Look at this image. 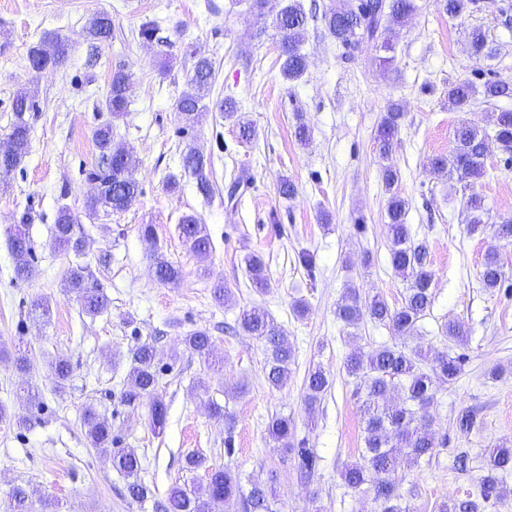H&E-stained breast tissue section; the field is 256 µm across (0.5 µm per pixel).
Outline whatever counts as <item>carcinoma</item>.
<instances>
[{"instance_id":"1","label":"carcinoma","mask_w":512,"mask_h":512,"mask_svg":"<svg viewBox=\"0 0 512 512\" xmlns=\"http://www.w3.org/2000/svg\"><path fill=\"white\" fill-rule=\"evenodd\" d=\"M249 8L259 16L273 14L276 27L282 33L281 73L287 81L300 80L307 68L306 56L301 46L306 40L308 17L301 0H250ZM444 8L451 16L467 10L482 9L480 0H444ZM417 10L415 0H339V5L322 14L328 33L348 47L373 43L385 56L376 59L379 69L386 71L393 62V27L403 25ZM112 35V17L104 12L92 15L84 28V37L91 43L101 42ZM71 43L54 33L40 36L28 50V64L34 71L56 68L63 64ZM215 78L213 61L199 53L194 56L193 67L187 79L189 90L182 93L177 109L185 124L195 122L205 110L201 105V92L208 89ZM129 85L126 74L117 70L112 74L103 109L118 119L124 116L129 103ZM475 89L468 82L448 86V104L458 112H466L473 103ZM483 96L491 101L500 97L512 98V85L497 80L483 84ZM36 109V101L27 90L18 91L12 102L17 120L8 134L10 146L0 152V182L4 181L25 160L30 152L31 126L25 120L27 112ZM221 112L224 118L236 119L239 137L250 140L254 136L252 125L237 118L234 99H224ZM405 113L392 104L382 117L376 135L379 154L383 158L392 154ZM495 140L512 161V110L493 114ZM489 133L476 125L462 123L454 133L455 147L449 157L436 156L432 167L457 174L469 189L466 207L471 215L473 229L484 223L487 214L484 197L476 189L477 182L485 175L487 140ZM95 144L100 152V163L88 173L96 184V193L86 202L88 215L95 216L101 208L123 212L139 195V185L132 173V151L123 143L114 141L113 125L107 122L94 131ZM181 164L196 183L199 194L210 199L214 193L211 178V158L195 146H188L181 155ZM408 202L393 192L388 199L387 217L390 232L389 258L393 270L407 282L401 304L391 305L381 295H375L367 304L360 301L356 291L346 292L336 305V318L344 326L355 327L364 319L388 328L397 337H412L417 333L418 322L430 311L433 273L429 269L428 249L424 242L415 239L411 225L406 223ZM76 221L71 209H58L54 226V241L58 247L82 253L84 242L73 238ZM183 244L195 255L205 258L211 250L208 234L196 216L184 215L179 224ZM494 244L485 252L479 280L483 287L493 290L502 287L508 277L500 259V249L512 245V217H503L491 225ZM9 246L14 259L15 279L29 281L35 274L33 249L24 225L13 228ZM246 272L255 288L266 292L270 287L267 264L260 254L245 258ZM156 279L169 283L179 276L172 263L158 258L155 265ZM68 291L74 294L82 311L95 317L109 308L108 298L99 289L89 285L85 267L76 264L66 272ZM237 327L255 337L267 353L265 378L272 387L287 384L291 365L295 362V349L288 342L280 327L259 307L244 308L237 317ZM446 345L439 348L422 345L405 351L396 344H381L367 349H353L345 360L349 376L357 381L361 393L360 412L365 424V448L360 459L342 472L344 484L359 493H373L380 505V512H418L401 492L403 478L398 476L401 462L417 465L430 460L435 450L446 444V439L432 430L433 420L428 409L434 405L436 385L454 384L463 371L466 356L453 353L452 345L463 344L460 326L450 322L441 328ZM186 350L204 361L208 368L216 367L212 359L213 341L206 331L187 333L182 340ZM156 349L152 342L138 344L132 352V363L126 378L120 402L129 407H148L151 432L160 436L167 424V405L158 393V372L155 363ZM59 387H64L72 373L70 361L62 355L51 363ZM327 375L320 368L310 370L305 379V401L313 407L330 388ZM89 445L110 457L112 467L127 479V492L131 498L144 501L153 495L140 478L142 461L133 448L118 446L112 437L108 419L92 407L82 415ZM460 432L469 434L482 429V421L474 410L463 409L456 417ZM268 437L283 448H295L294 426L283 416L271 418L267 425ZM186 467L194 470L206 468V484L200 487H173L164 499L154 502L155 512H224L232 498L241 494L238 474L223 467L205 466V460L195 454L185 458ZM479 477L478 494L444 501L434 512H487L494 501L506 493L503 476L512 472V446L498 442L484 449ZM245 512H278L274 490L257 475L251 479V488L244 497ZM10 512H33V502L27 491L13 488Z\"/></svg>"}]
</instances>
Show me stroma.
<instances>
[{
    "mask_svg": "<svg viewBox=\"0 0 512 512\" xmlns=\"http://www.w3.org/2000/svg\"><path fill=\"white\" fill-rule=\"evenodd\" d=\"M417 4L394 29V62L386 72L374 64L380 54L374 44L348 50L314 19L301 48L307 72L289 82L281 75V36L272 17L255 16L247 0H0V143L15 121L16 91L31 89L38 105L26 115L30 152L0 187V343L10 352L26 347L32 358L26 373L0 360V405L24 414L23 389L30 383L43 401L40 424L24 429L0 423V512H8L17 485L28 489L34 505L55 500L62 512H154L151 502L129 497L124 476L90 447L81 423L90 405L111 420L119 444L140 455L141 478L157 497L175 486L205 483L204 469L184 466L186 455L198 454L207 466L271 479L278 512H378L372 496L353 492L341 479L345 466L358 460L365 436L360 396L344 358L356 347L389 344L393 337L367 320L344 327L335 310L351 289L392 304L404 294L406 284L389 263L386 164L398 172L394 191L407 199L406 221L427 245L435 273L433 307L419 323V336L404 344L441 346V328L451 320L468 336L461 376L439 387L430 409L434 430L448 442L431 461L403 467L402 490L419 512L475 491L480 470L458 471L457 454L475 457L491 443L512 440V288H483L478 272L491 231L470 232L463 183L432 170L428 160L452 153L458 124L485 128L493 112L512 110L510 98L480 95L466 112L448 105L452 83L512 84V29L498 13L512 0H487L485 10L456 18L444 12L441 0ZM98 11L111 15L112 37L93 47L83 29ZM148 23L157 28L149 40L140 35ZM476 27L492 49L480 59L468 42ZM46 32L70 38L72 47L63 66L37 73L28 67L27 51ZM194 51L211 58L216 79L203 97L206 112L188 127L177 103ZM119 69L128 77L130 103L113 121L101 107ZM227 97L253 123V140L241 141L235 125L222 119L217 104ZM393 103L402 106L405 119L384 160L375 134ZM107 120L116 140L133 149L141 193L125 212L102 210L91 218L85 203L94 186L87 174L99 156L93 134ZM301 124L311 132L309 141L295 135ZM190 144L212 161L214 194L207 202L181 167ZM486 169L477 189L494 222L512 215V165L497 143L489 145ZM171 175L179 182L174 191L166 186ZM285 178L295 187L289 199L279 191ZM64 205L85 243L79 256L52 245ZM186 214L206 226L212 241L206 259L181 240L178 225ZM17 224L26 225L34 246L30 284L14 277L8 231ZM146 224L154 228V243L140 236ZM305 251L315 257L313 270L300 262ZM251 253L268 265V292H256L246 275L244 259ZM160 257L179 266L177 281H157ZM75 262L108 297L106 313L85 315L67 292L65 273ZM220 281L232 290L222 305L212 297ZM39 297L48 301V315L32 313ZM299 299L309 306L302 318L293 312ZM252 305L270 314L295 349L283 387L267 383L259 341L224 330ZM193 330L209 332L223 370H208L184 349L181 339ZM145 340L157 349L158 391L168 405V425L159 437L148 427L146 408L133 410L119 400L131 352ZM59 354L73 366L62 388L49 368ZM315 366L332 387L310 411L304 379ZM497 367L505 377L489 379ZM201 379L206 388H198ZM215 404L232 413L233 430L212 416ZM463 408L479 412L481 430L459 432L455 417ZM275 415L288 417L295 441L314 453L311 477L301 476L296 452L269 440L266 425Z\"/></svg>",
    "mask_w": 512,
    "mask_h": 512,
    "instance_id": "stroma-1",
    "label": "stroma"
}]
</instances>
